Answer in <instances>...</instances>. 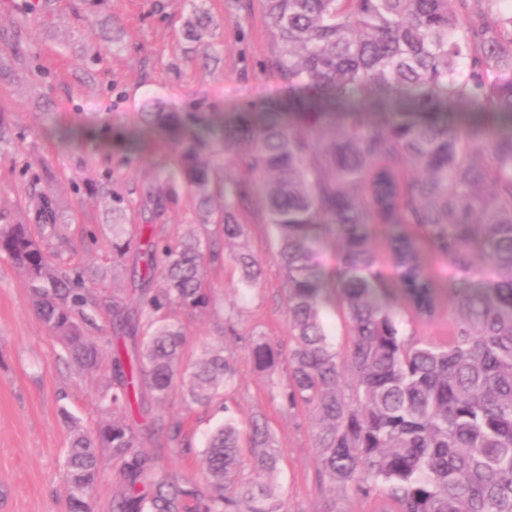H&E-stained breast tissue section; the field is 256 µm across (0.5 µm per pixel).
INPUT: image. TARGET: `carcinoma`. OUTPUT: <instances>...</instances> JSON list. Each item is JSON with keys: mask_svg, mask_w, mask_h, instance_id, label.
<instances>
[{"mask_svg": "<svg viewBox=\"0 0 512 512\" xmlns=\"http://www.w3.org/2000/svg\"><path fill=\"white\" fill-rule=\"evenodd\" d=\"M506 0H262L275 50L263 68L288 95L225 127L218 113L195 127L149 99L143 117L176 145V169L147 191L157 213L175 175L192 188L196 215L207 224L223 166L214 140L250 144L236 163L260 177L269 223L279 237L288 295L290 378L285 407L304 408L314 421L322 474L372 502L374 512H512V7ZM219 22L193 7L184 40L206 59ZM482 119L461 124L457 113ZM249 189L224 193L216 233L229 242L245 234L237 207ZM112 214V248L130 250L126 200L105 192ZM37 221L62 223L43 196ZM417 224L448 257L453 284L448 343L402 338L404 309L422 319L441 309L417 243L390 238L399 271L398 294L383 289L370 224ZM342 240L336 267L323 269L325 234ZM142 266H134L131 303L85 288L81 262L54 265L29 224L0 225V254L27 275L42 323L66 356L84 370L98 368L102 350L91 336L96 313L110 316V352L102 419L87 430L74 424L65 459L69 512H90L100 483V460L119 469L122 491L112 512H287L275 483L280 449L268 424L224 407V423L206 439L202 483L179 480L144 450V434L129 417L140 410L143 387L166 401L175 379L192 404L208 406L235 380L221 349H206L181 371L185 336L159 312L207 308L209 266L223 259L210 240L160 243L142 227ZM495 279L485 288L457 286L476 263V250ZM240 288L260 281L250 253L234 252ZM160 287L150 288L154 281ZM335 300L352 336L349 365L354 394L340 386L337 353L322 319ZM255 367L271 388L281 350L260 337L251 346ZM150 433L181 440L178 421L157 416ZM269 482L242 475L243 449Z\"/></svg>", "mask_w": 512, "mask_h": 512, "instance_id": "1", "label": "carcinoma"}]
</instances>
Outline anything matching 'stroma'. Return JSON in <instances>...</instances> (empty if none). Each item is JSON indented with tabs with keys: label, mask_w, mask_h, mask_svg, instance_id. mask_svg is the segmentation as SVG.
<instances>
[{
	"label": "stroma",
	"mask_w": 512,
	"mask_h": 512,
	"mask_svg": "<svg viewBox=\"0 0 512 512\" xmlns=\"http://www.w3.org/2000/svg\"><path fill=\"white\" fill-rule=\"evenodd\" d=\"M205 7L220 23L215 33L220 59L209 64L186 50L189 0H84L79 6L74 0H38L34 6L29 0H0V122L11 134L0 148V224L34 223L40 195H50L63 222L42 228L45 253L54 264L85 263L91 289L129 296L136 261L132 251L113 258L106 200L94 194L95 185L107 181L125 192L129 235L143 224L152 225L161 240L200 230L192 190L183 181H175L162 215L143 203L159 170L174 165L162 137L135 151L121 142L140 124L144 102L156 98L165 111L184 115L218 112L231 123L285 94L281 81L262 69L273 45L259 0H206ZM89 15L111 16L116 30L95 66L88 63V50L99 34L86 23ZM67 128L84 130L82 148L63 146L59 133ZM238 216L246 232L223 251L246 249L261 262L262 278L255 288L241 290L239 272L227 259L209 270L208 309L168 312L186 337L183 364H195L208 347L222 348L231 359L236 376L227 403L264 418L274 433L282 450L277 478L288 512H324L330 502L337 512H371L369 502L321 474L310 412L285 408L271 392L270 381L287 385V364L270 378L249 357L261 337L289 350L287 290L277 236L259 194L250 196ZM396 232L416 240L427 274L443 302H450L448 259L415 224L369 227L387 290L396 292L398 286L388 250ZM103 384V371L80 372L66 357L30 303L25 273L1 255L0 512H67L63 464L70 428L76 421L91 428L100 420ZM158 414L182 422L185 443L171 445L157 433L147 436L146 450L178 478L203 481V446L223 422V411L188 405L177 381L165 405L146 399L134 417L136 428L146 429Z\"/></svg>",
	"instance_id": "stroma-1"
}]
</instances>
